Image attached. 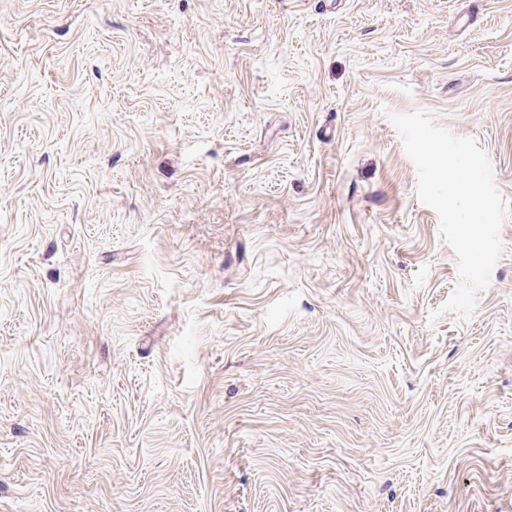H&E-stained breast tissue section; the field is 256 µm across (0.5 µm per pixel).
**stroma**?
<instances>
[{
	"instance_id": "1",
	"label": "stroma",
	"mask_w": 512,
	"mask_h": 512,
	"mask_svg": "<svg viewBox=\"0 0 512 512\" xmlns=\"http://www.w3.org/2000/svg\"><path fill=\"white\" fill-rule=\"evenodd\" d=\"M416 109L512 202V0H0V512H512Z\"/></svg>"
}]
</instances>
